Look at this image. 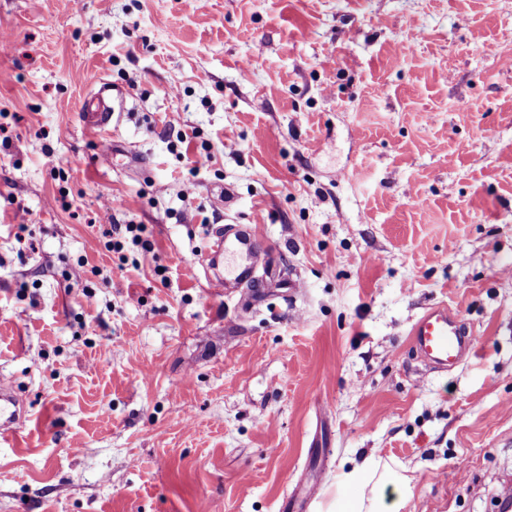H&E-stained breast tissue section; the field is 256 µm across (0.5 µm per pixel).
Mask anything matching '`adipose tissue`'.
<instances>
[{
    "label": "adipose tissue",
    "mask_w": 512,
    "mask_h": 512,
    "mask_svg": "<svg viewBox=\"0 0 512 512\" xmlns=\"http://www.w3.org/2000/svg\"><path fill=\"white\" fill-rule=\"evenodd\" d=\"M394 499H386L385 489ZM408 479L400 468L379 460H369L353 469L336 487L339 512H401L405 505Z\"/></svg>",
    "instance_id": "adipose-tissue-1"
}]
</instances>
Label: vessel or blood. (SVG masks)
Returning a JSON list of instances; mask_svg holds the SVG:
<instances>
[{
    "mask_svg": "<svg viewBox=\"0 0 512 512\" xmlns=\"http://www.w3.org/2000/svg\"><path fill=\"white\" fill-rule=\"evenodd\" d=\"M96 104L86 112L84 120L98 129L111 126L114 108L104 94H96ZM272 253L260 239L252 224H236L229 230L213 234L202 259L209 271L210 288L223 293L240 291L239 305L247 310L264 303L268 295L255 287L259 270L267 268ZM413 350L420 361L432 369H448L466 361L476 343L473 331L447 305L427 309L414 323L411 332ZM26 419V406L13 394L8 383L0 384V435L15 431Z\"/></svg>",
    "mask_w": 512,
    "mask_h": 512,
    "instance_id": "1",
    "label": "vessel or blood"
}]
</instances>
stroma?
<instances>
[{"instance_id": "stroma-1", "label": "stroma", "mask_w": 512, "mask_h": 512, "mask_svg": "<svg viewBox=\"0 0 512 512\" xmlns=\"http://www.w3.org/2000/svg\"><path fill=\"white\" fill-rule=\"evenodd\" d=\"M511 54L512 0H0V378L29 411L0 512H336L371 458L405 468L403 512H492ZM113 199L150 251L106 249ZM226 224L275 247L270 306L207 288ZM439 303L477 335L448 372L411 349ZM111 90L110 87L104 84L95 96V107L89 112H83L84 121L100 130H105L112 125V118L114 115V108L110 105L104 96V93Z\"/></svg>"}]
</instances>
